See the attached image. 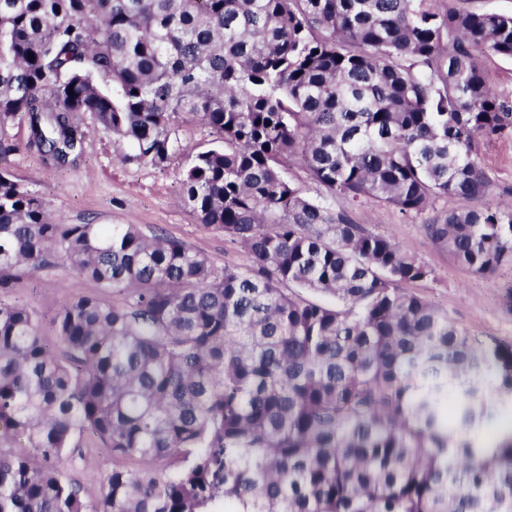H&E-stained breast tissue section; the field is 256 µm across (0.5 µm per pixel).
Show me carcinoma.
I'll list each match as a JSON object with an SVG mask.
<instances>
[{
	"label": "carcinoma",
	"instance_id": "1",
	"mask_svg": "<svg viewBox=\"0 0 512 512\" xmlns=\"http://www.w3.org/2000/svg\"><path fill=\"white\" fill-rule=\"evenodd\" d=\"M478 48L512 59V15L0 0V149L24 123L65 164L89 114L160 168L177 121L199 122L216 146L193 156L182 201L251 257L217 267L137 224L53 221L0 170V512H512V429L470 437L512 402V344L411 293L428 267L350 216L453 198L429 235L473 272L512 265V208L486 201L477 160L480 140L512 135V105ZM292 158L317 197L285 177ZM52 266L99 292L56 312L51 343L7 294ZM86 448L112 453L94 493L59 465Z\"/></svg>",
	"mask_w": 512,
	"mask_h": 512
}]
</instances>
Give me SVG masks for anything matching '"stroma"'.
Returning a JSON list of instances; mask_svg holds the SVG:
<instances>
[{"label": "stroma", "instance_id": "35a3bbf8", "mask_svg": "<svg viewBox=\"0 0 512 512\" xmlns=\"http://www.w3.org/2000/svg\"><path fill=\"white\" fill-rule=\"evenodd\" d=\"M13 151L0 153V168L11 171L47 205L53 220L69 224H136L184 241L216 265H245L247 252L223 234L204 229L181 201L180 181L193 154L210 148L208 130L184 124L177 136L180 149L165 168L125 161L132 146L106 134L89 136L76 161L47 162L29 144L26 126L12 127ZM479 161L490 182L494 203L512 207V137L482 142ZM353 220L369 231L408 249L432 274L411 284L412 292L455 324L477 335L512 343V267L493 275L471 272L453 261L425 230L428 214L412 218L392 207L365 203L352 211ZM94 283L76 271L57 266L28 273L13 288V299L52 318L65 303L94 294Z\"/></svg>", "mask_w": 512, "mask_h": 512}]
</instances>
